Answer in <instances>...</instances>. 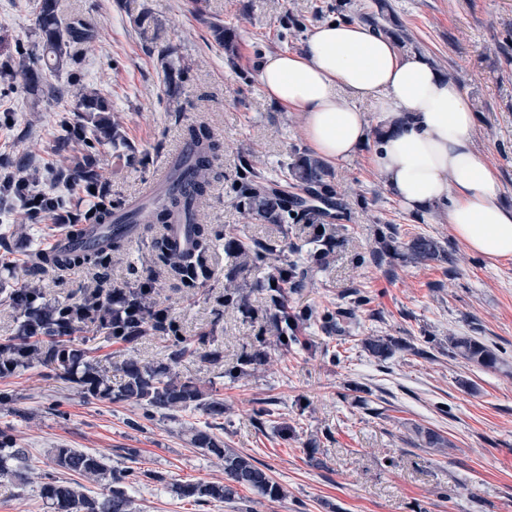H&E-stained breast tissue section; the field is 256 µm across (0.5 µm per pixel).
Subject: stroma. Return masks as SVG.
Masks as SVG:
<instances>
[{"instance_id":"35a3bbf8","label":"stroma","mask_w":512,"mask_h":512,"mask_svg":"<svg viewBox=\"0 0 512 512\" xmlns=\"http://www.w3.org/2000/svg\"><path fill=\"white\" fill-rule=\"evenodd\" d=\"M36 3L0 0V52H34ZM365 12L409 35L402 52L427 56L460 83L475 117V148L494 166L500 201L511 208L512 0H59L60 15L88 23L94 39L75 46L79 64L44 73L38 96L22 79L0 83V162L22 158L41 170V187L55 186L69 214L31 224L18 205L0 203V342L16 330L4 289L25 279L30 254L51 248L89 203L78 186L51 184L44 174L63 158L57 140L63 121L74 118L77 89L110 101L125 138L98 148L116 201L139 198L169 165L184 129L203 121L220 145L201 212L212 234L207 278L195 288L168 278L149 248L159 228L147 224L113 254L107 280L79 268L49 273L39 286L54 304L80 288H127L136 277H152L155 298L181 335L213 336L212 346H196L174 370L223 401L224 414L149 417L133 401L86 398L47 368L0 379V390L14 396L0 404V429L33 459L22 481L0 479V512H50L37 491L58 471V448L97 453L115 467L124 466L126 449H138L136 466L148 476L130 490L137 512H512V260L471 251L442 213L406 212L372 167L371 141L350 160L328 165L332 187L348 203L328 217L340 227L330 246H314L310 225L297 220L280 226L245 218L234 190L246 158L265 179L304 196L287 177L288 164L311 152L301 119L262 94L257 64L267 52L300 49L320 24L356 22ZM166 51L187 69L174 94L161 60ZM391 226L401 243L417 233L438 239L454 264L376 261L378 238ZM231 236L281 240L286 259L307 267L313 282L288 294L290 308L312 313L300 329L302 344L284 350L268 342L261 364L240 377L232 368L256 349L259 326L221 303ZM343 308L351 311L343 331H326L323 314ZM452 335L494 346L500 368L452 357ZM370 336L395 338L401 348L378 361L362 347ZM85 346L115 383L123 361L158 365L167 354L154 332L132 343L94 335ZM211 347L221 352L219 363L206 360ZM207 427L226 448L264 465L284 497L242 488L229 502L180 498L175 484L224 479L223 459L193 442ZM420 428L443 435L448 447H425Z\"/></svg>"}]
</instances>
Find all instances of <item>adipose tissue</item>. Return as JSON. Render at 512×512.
<instances>
[{
	"instance_id": "1",
	"label": "adipose tissue",
	"mask_w": 512,
	"mask_h": 512,
	"mask_svg": "<svg viewBox=\"0 0 512 512\" xmlns=\"http://www.w3.org/2000/svg\"><path fill=\"white\" fill-rule=\"evenodd\" d=\"M257 79L267 98L301 116L315 153L346 161L376 140L373 165L404 209L445 207L457 240L490 260H512V208L473 148L468 99L426 58L401 53L364 24L325 23L301 50L266 54ZM367 101L387 116L377 137L360 108Z\"/></svg>"
}]
</instances>
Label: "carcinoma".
I'll list each match as a JSON object with an SVG mask.
<instances>
[{
    "label": "carcinoma",
    "mask_w": 512,
    "mask_h": 512,
    "mask_svg": "<svg viewBox=\"0 0 512 512\" xmlns=\"http://www.w3.org/2000/svg\"><path fill=\"white\" fill-rule=\"evenodd\" d=\"M35 35L38 52L20 54L21 72L26 76L27 92L33 93L42 83L45 70L57 71L74 61L71 45L93 37L92 31L59 16L58 0H39L37 3ZM74 111L76 123L68 128L67 139L81 144V148L65 157L66 164L56 168L54 174L80 185L92 198V205L79 214L80 224H99L104 235L94 243L69 250L61 255L56 250L38 251L29 259L28 272L38 278L62 265L79 268L92 265L100 269L101 278L107 270L112 254L122 250L125 234L112 217L124 206L112 202L109 185L102 180L99 167L98 145L107 141L116 144L123 137L114 130L108 113L109 100L99 92L80 91L76 94ZM183 139L190 147L187 154L172 165L174 187L163 200L140 212L124 215L126 224H162L170 226L187 218L192 247L185 251L175 248L167 233L155 238L152 249L167 273L185 286L193 287L204 270L201 256L210 244L209 234L199 223V212L208 195L219 160V143L211 128L204 122L184 130ZM17 174L0 180V195H14L27 209L32 223L57 219L64 209L63 199L51 190L30 193V180L25 176L27 167L16 166ZM292 175L306 189L317 196L334 194L328 183L327 165L310 157H301L289 166ZM235 192L247 214L257 215L269 224H282L286 216L306 221L313 227L311 242L316 246L331 243L337 238L335 224L322 223L324 212L318 208H291L283 191L268 184L254 171L247 159L242 160ZM227 250L231 263L225 269L224 308L233 309L253 320L260 319L272 326L283 348L300 343L297 336L299 317L288 311V289L307 286L308 270L296 261L281 258V249L275 239L230 241ZM407 256L414 262L437 259L452 260L441 243L426 234H416L406 244ZM257 262L272 264L273 272L254 284L266 295V308L258 312L250 302L249 293L238 284L248 268ZM9 303L18 313L15 336L0 343V379L35 367H51L58 375L74 381L83 393L103 401L137 402L146 414H165L173 409L202 410L216 418L224 414V404L216 398L206 397L191 380H182L171 372V366L193 352V343L206 344L207 335L197 340L180 335L179 327L170 314L152 300V289L140 285L128 288H101L85 290L68 302L49 305L43 301L40 289L30 281H23L6 291ZM93 331L108 340L133 342L150 331L171 340L168 345V363L146 365L136 359L126 360L121 373L123 382L112 387V381L100 362L82 347V333ZM363 348L380 361L391 358L399 343L389 336H377L363 341ZM448 352L459 356L484 370L499 368L500 358L494 348L476 336L448 337ZM196 447L224 458V471L229 483L186 482L177 486V493L197 503L231 500L239 487L247 488L271 500L284 496L283 487L253 459L231 453L206 430L194 434ZM56 465L67 472L104 483V492L98 497L83 493L79 486L47 475L39 495L50 504L53 512H131L133 500L129 495L132 484L152 474L132 467H113L106 458L75 448L55 449ZM29 464L25 449L16 447L13 435L0 430V478L22 479Z\"/></svg>",
    "instance_id": "obj_1"
}]
</instances>
